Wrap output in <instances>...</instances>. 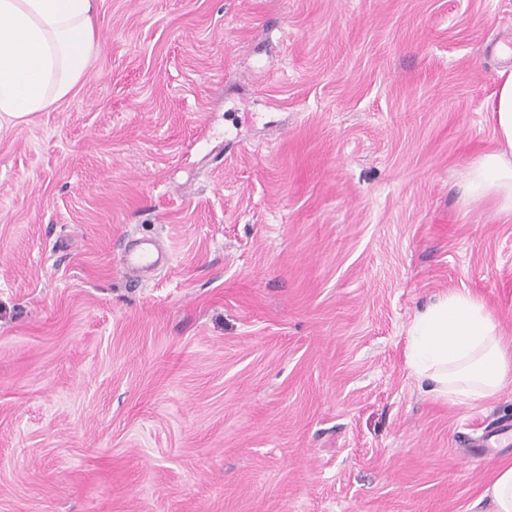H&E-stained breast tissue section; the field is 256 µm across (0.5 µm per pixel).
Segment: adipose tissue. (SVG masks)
<instances>
[{
	"mask_svg": "<svg viewBox=\"0 0 512 512\" xmlns=\"http://www.w3.org/2000/svg\"><path fill=\"white\" fill-rule=\"evenodd\" d=\"M97 0H0V117L24 120L68 96L97 48ZM497 146L468 165V199L512 213V70L489 102ZM406 363L437 396L482 401L512 377L496 316L470 292H451L408 329Z\"/></svg>",
	"mask_w": 512,
	"mask_h": 512,
	"instance_id": "ef3b65f1",
	"label": "adipose tissue"
}]
</instances>
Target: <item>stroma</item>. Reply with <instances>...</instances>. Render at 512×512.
Instances as JSON below:
<instances>
[{"label": "stroma", "mask_w": 512, "mask_h": 512, "mask_svg": "<svg viewBox=\"0 0 512 512\" xmlns=\"http://www.w3.org/2000/svg\"><path fill=\"white\" fill-rule=\"evenodd\" d=\"M504 43L512 0H99L74 91L0 123V512H490L512 382L405 353L451 290L512 350V214L463 192ZM159 259L154 241L144 240L139 247L125 251L121 271L128 281H138L158 264Z\"/></svg>", "instance_id": "35a3bbf8"}]
</instances>
